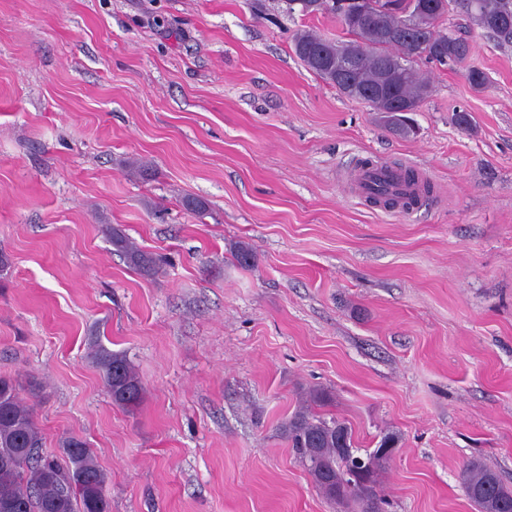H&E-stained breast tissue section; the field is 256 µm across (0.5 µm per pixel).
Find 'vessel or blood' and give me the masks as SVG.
Masks as SVG:
<instances>
[{
  "label": "vessel or blood",
  "mask_w": 512,
  "mask_h": 512,
  "mask_svg": "<svg viewBox=\"0 0 512 512\" xmlns=\"http://www.w3.org/2000/svg\"><path fill=\"white\" fill-rule=\"evenodd\" d=\"M387 183L397 201V211H405L406 207H419L423 199L421 181H408L406 171L394 167L384 161H360L349 180L350 194L364 199L372 194L375 183Z\"/></svg>",
  "instance_id": "vessel-or-blood-1"
}]
</instances>
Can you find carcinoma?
<instances>
[{
	"mask_svg": "<svg viewBox=\"0 0 512 512\" xmlns=\"http://www.w3.org/2000/svg\"><path fill=\"white\" fill-rule=\"evenodd\" d=\"M336 7H324L353 39L335 42L314 31L303 30L293 37V51L303 65L329 82L336 72V60L353 64L352 83L339 88L345 96L377 108L368 93L388 84L395 75L392 96L415 112L430 94L429 82L413 62L405 57V43L385 34L403 29L408 18H416L424 0H369L370 9L356 21V5L334 0ZM458 10L468 24L455 32H436L435 42L446 47L448 64L467 61L471 53L470 26L474 25L501 44H512V0H443L442 14ZM112 245L127 265L149 271L157 260L142 252L121 231L112 229ZM93 360L102 374L112 401L122 407L139 405L142 386L126 356L95 344ZM288 441L299 461L319 488L332 482L341 487L351 481L353 467L364 459L369 489L376 490L377 472L392 454L384 451L383 437L376 449L361 457L349 452L353 447L351 428L338 418L329 420L301 413L285 426ZM467 497L478 512H512V489L491 468L470 463L460 476ZM0 512H111L107 495V475L93 449L78 437L68 438L61 457L44 451V437L33 410L24 405L19 385L0 376Z\"/></svg>",
	"mask_w": 512,
	"mask_h": 512,
	"instance_id": "1",
	"label": "carcinoma"
}]
</instances>
